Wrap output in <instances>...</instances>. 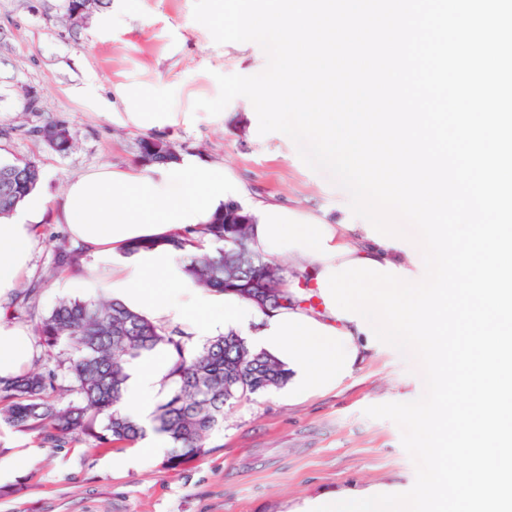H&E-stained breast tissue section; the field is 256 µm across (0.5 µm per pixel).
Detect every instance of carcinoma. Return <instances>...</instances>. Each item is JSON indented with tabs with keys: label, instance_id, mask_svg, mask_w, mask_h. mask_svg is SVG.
<instances>
[{
	"label": "carcinoma",
	"instance_id": "carcinoma-1",
	"mask_svg": "<svg viewBox=\"0 0 512 512\" xmlns=\"http://www.w3.org/2000/svg\"><path fill=\"white\" fill-rule=\"evenodd\" d=\"M44 139L57 153L68 152L73 134L64 121L41 126ZM158 140L165 154L155 164L178 159L175 147L161 136L138 140V157ZM40 182L36 161L17 158L0 162V217L10 216ZM247 224H234L217 213L211 223L176 234L165 241L173 250H194L186 274L201 288L232 290L262 308L280 309L294 303L282 287V268L254 254L253 266L241 277H224V268L238 262L246 249ZM83 250H61L56 263L80 269ZM49 347H62L53 369L38 370L11 382H0V424L37 434L44 444L62 447L87 437L99 447L133 444L145 427L123 414L127 365L157 348L169 351L172 364L165 376L167 390L153 416V430L167 436L172 451L165 466L174 468L205 453L210 436L224 422V405L283 387L288 369L274 357L252 350L231 331L200 347L187 345L186 336L170 331L116 299H62L37 326ZM73 391L81 404L61 406L55 394Z\"/></svg>",
	"mask_w": 512,
	"mask_h": 512
}]
</instances>
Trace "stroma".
Wrapping results in <instances>:
<instances>
[{
	"mask_svg": "<svg viewBox=\"0 0 512 512\" xmlns=\"http://www.w3.org/2000/svg\"><path fill=\"white\" fill-rule=\"evenodd\" d=\"M194 0H99L72 24L66 0H0V160H36L39 192L58 208L66 178L109 165H136L138 130L98 105L118 84L154 93L166 112H192L189 124L163 130L179 154L223 167L248 203H275L324 224H351L348 193L313 172L286 135L258 133L251 102L233 99L219 115L193 111L215 98L216 74L251 76L267 63L253 42L215 43L193 18ZM39 109L24 111L27 97ZM65 121L74 145L51 150L35 127ZM65 225L41 224L24 283L40 282L34 302L10 303V323L31 330V367H54L56 350L34 334L59 299L104 296V263L84 255L81 271L58 270V248L72 247ZM424 391L417 363L378 344L337 391L289 403L276 389L224 408V425L205 454L182 466L132 448H99L83 438L62 448L0 428V512H287L303 499L342 489L386 487L401 493L415 467L387 419L367 407L409 402Z\"/></svg>",
	"mask_w": 512,
	"mask_h": 512,
	"instance_id": "obj_1",
	"label": "stroma"
}]
</instances>
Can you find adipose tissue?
I'll return each mask as SVG.
<instances>
[{"mask_svg": "<svg viewBox=\"0 0 512 512\" xmlns=\"http://www.w3.org/2000/svg\"><path fill=\"white\" fill-rule=\"evenodd\" d=\"M123 106L125 124L159 131L189 123L190 113L160 112L149 93L127 85L114 89ZM237 187L221 168L186 155L164 165H137L125 170L101 166L71 177L66 183L57 223L67 225L73 239L108 264L105 288L124 304L153 318L187 325L200 336L191 311L219 314L225 330L248 337L255 350L283 363L289 401L333 391L352 377L368 350L366 333L355 322L334 316L330 309L303 303L305 294H319L318 274L328 266L366 259L410 270L411 252L387 224H321L277 206H250L254 217L251 250L284 269L296 304L265 310L234 292L206 291L184 271L185 262L166 247L172 235L209 223ZM49 211L47 200L32 192L12 215L0 219V304L8 301L27 270L35 228ZM155 246L129 252L136 240ZM31 338L27 329L0 322V380L15 379L29 366ZM168 358L135 362L127 369L124 412L148 423Z\"/></svg>", "mask_w": 512, "mask_h": 512, "instance_id": "1", "label": "adipose tissue"}]
</instances>
